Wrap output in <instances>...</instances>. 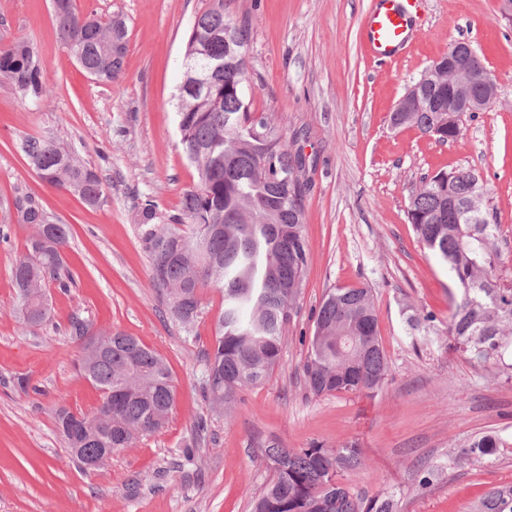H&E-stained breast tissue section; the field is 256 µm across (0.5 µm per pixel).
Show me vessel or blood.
I'll return each instance as SVG.
<instances>
[{"mask_svg":"<svg viewBox=\"0 0 512 512\" xmlns=\"http://www.w3.org/2000/svg\"><path fill=\"white\" fill-rule=\"evenodd\" d=\"M412 0H375L364 27V44L376 60L387 61L401 53L410 39Z\"/></svg>","mask_w":512,"mask_h":512,"instance_id":"b4317fda","label":"vessel or blood"}]
</instances>
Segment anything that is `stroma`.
Instances as JSON below:
<instances>
[{
	"label": "stroma",
	"mask_w": 512,
	"mask_h": 512,
	"mask_svg": "<svg viewBox=\"0 0 512 512\" xmlns=\"http://www.w3.org/2000/svg\"><path fill=\"white\" fill-rule=\"evenodd\" d=\"M208 0H75L80 13L123 14L128 38L116 82L89 76L59 38L52 0H0V46L33 43L48 69L41 105L0 84V512H251L271 471L264 443L358 445L364 463L344 481L370 496L388 491L397 512H465L491 487L512 483V448L447 469L448 451L484 435L512 434V379L448 346V269L418 242L406 210L423 177L467 168L489 188L497 224V274L512 281V16L504 0H419L400 56L379 62L362 42L373 0H224L248 24L245 92L254 111L308 160L306 237L311 261L281 361L265 384L240 391L227 411L202 396L224 300L205 289L192 327L175 321L153 285L133 215L153 200L178 213L196 168L179 144L174 96L186 42ZM471 44L497 99L463 117L462 134L438 143L392 128L406 90L450 44ZM57 138L102 178L107 199L86 205L44 184L18 151L25 137ZM38 198L68 225L64 280L46 284L52 319L23 327L11 269L32 230L17 194ZM335 286L367 287L389 371L375 396L317 397L303 374L312 313ZM432 313L430 340H412L411 313ZM80 321L138 338L168 364L175 405L164 428L142 436L99 470L78 467L54 413H89L100 391L76 370ZM205 429H198V421ZM437 467L419 489L418 468Z\"/></svg>",
	"instance_id": "stroma-1"
}]
</instances>
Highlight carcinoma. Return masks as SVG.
<instances>
[{
  "label": "carcinoma",
  "mask_w": 512,
  "mask_h": 512,
  "mask_svg": "<svg viewBox=\"0 0 512 512\" xmlns=\"http://www.w3.org/2000/svg\"><path fill=\"white\" fill-rule=\"evenodd\" d=\"M54 2L58 35L81 68L97 80L116 81L127 47L125 19L111 15L102 21L78 13L73 0ZM198 17L207 32L233 29L240 52L228 53L222 37L199 48L197 33H190L184 54L190 65L202 70L215 60L224 62L210 95L178 97L180 144L199 181L183 194L178 214L165 218L147 200L134 222L153 283L167 291L176 321L186 326L197 321L204 288L216 287L224 295L202 386L206 401L220 410L232 406L243 388L269 381L279 364L282 338L297 313L310 263L303 230L308 183L302 153L288 148L279 129L253 111L245 94L247 27L224 14V0H211ZM0 83L35 105L44 102L47 69L32 45L0 48ZM391 123L395 128L414 125L446 144L461 135L463 120L448 115V82L438 77L422 85L414 111L391 114ZM18 149L34 169L43 170L45 184L75 193L89 206L106 201L97 172L53 136L27 137ZM487 196L486 184L474 171L439 170L411 192L407 219L418 241L447 266L456 286L448 306L453 347L476 365L512 370V283L496 276L499 225L480 220ZM14 207L19 222L32 228L26 253L11 271L17 308L24 327H37L51 320V309L25 316L23 298L39 301L46 280L60 277L69 230L52 223L30 194L15 197ZM313 317L303 367L309 391L323 396L379 389L388 362L371 289L331 288ZM73 330L84 340L96 337L105 347L86 376L98 389H112V424L94 431L97 440L84 445L85 453L109 446L116 454L138 436L158 432L174 404L165 362L134 336L110 329L90 334L81 322L73 323ZM55 421L69 448L71 435L65 429L90 423L63 407ZM511 447L512 438L485 435L453 449L448 464L482 462ZM262 453L272 476L252 500V512H396L392 495L368 497L343 482L345 472L362 464L359 448L313 444L294 449L268 443ZM471 512H512V483L489 489Z\"/></svg>",
  "instance_id": "carcinoma-1"
}]
</instances>
